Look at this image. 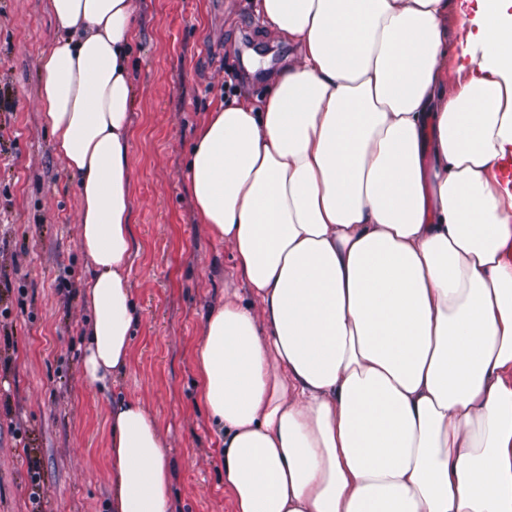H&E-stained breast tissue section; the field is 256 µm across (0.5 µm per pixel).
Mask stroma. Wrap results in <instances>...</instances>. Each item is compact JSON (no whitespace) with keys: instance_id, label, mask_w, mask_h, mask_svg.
Returning a JSON list of instances; mask_svg holds the SVG:
<instances>
[{"instance_id":"obj_1","label":"stroma","mask_w":512,"mask_h":512,"mask_svg":"<svg viewBox=\"0 0 512 512\" xmlns=\"http://www.w3.org/2000/svg\"><path fill=\"white\" fill-rule=\"evenodd\" d=\"M132 43L130 282L138 312L130 365L110 394L84 385L90 317L80 202L40 111V60L58 35L48 0H0V512H110L109 397L157 423L176 512H234L221 443L196 386L204 317L241 287L227 244L196 213L186 178L195 128L228 74L262 92L296 49L254 0H136Z\"/></svg>"}]
</instances>
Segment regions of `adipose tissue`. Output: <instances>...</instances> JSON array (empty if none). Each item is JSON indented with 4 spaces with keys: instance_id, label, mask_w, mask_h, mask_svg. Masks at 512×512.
Returning a JSON list of instances; mask_svg holds the SVG:
<instances>
[{
    "instance_id": "obj_1",
    "label": "adipose tissue",
    "mask_w": 512,
    "mask_h": 512,
    "mask_svg": "<svg viewBox=\"0 0 512 512\" xmlns=\"http://www.w3.org/2000/svg\"><path fill=\"white\" fill-rule=\"evenodd\" d=\"M39 101L80 200L83 380L138 317L135 0H49ZM298 48L196 128L187 178L244 291L207 314L199 395L235 512H512V0H255ZM465 22L449 57L448 14ZM111 512H172L142 404L109 403Z\"/></svg>"
}]
</instances>
